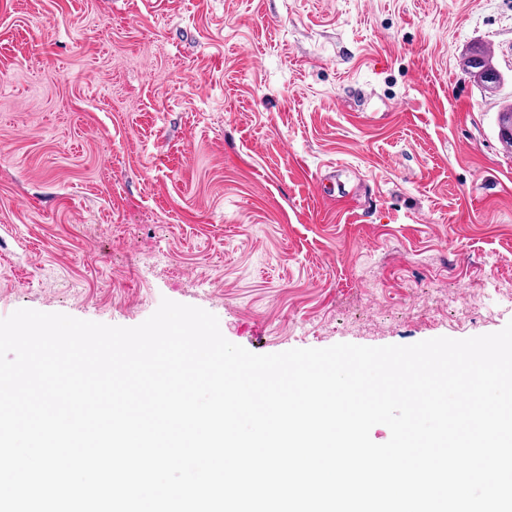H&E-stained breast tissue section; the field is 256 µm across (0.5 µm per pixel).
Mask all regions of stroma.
I'll return each mask as SVG.
<instances>
[{
  "instance_id": "1",
  "label": "stroma",
  "mask_w": 512,
  "mask_h": 512,
  "mask_svg": "<svg viewBox=\"0 0 512 512\" xmlns=\"http://www.w3.org/2000/svg\"><path fill=\"white\" fill-rule=\"evenodd\" d=\"M505 99L512 0H0V319L166 298L258 354L499 331Z\"/></svg>"
}]
</instances>
